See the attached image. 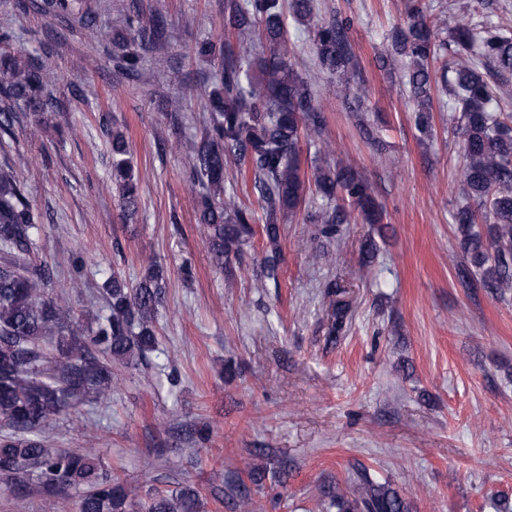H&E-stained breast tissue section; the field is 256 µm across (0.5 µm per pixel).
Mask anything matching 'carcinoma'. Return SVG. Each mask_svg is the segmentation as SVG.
Wrapping results in <instances>:
<instances>
[{
	"mask_svg": "<svg viewBox=\"0 0 512 512\" xmlns=\"http://www.w3.org/2000/svg\"><path fill=\"white\" fill-rule=\"evenodd\" d=\"M54 17L78 14L96 35L87 0H42ZM303 27L321 69L337 77L330 92L361 105L363 83L349 87L345 75L355 68L348 31L351 20L318 18L314 0H226L224 30L242 37L258 30L254 43L231 44L224 36L196 42L195 55L211 65L203 74V108L208 122L194 142L188 165L213 261L230 273L253 239L266 242L263 277L278 282L282 262L281 223L305 212L318 225L316 239L333 241L357 213L380 224L383 210L367 183L349 164L317 163L333 152L323 139L326 125L317 91L295 68V46L286 18ZM112 39L119 66L135 72L141 56L128 51L133 41L146 51L162 41L159 25L144 27L129 17L116 18ZM472 51L467 63L448 54V46ZM402 68L404 85L415 104V125L423 134L433 127L432 91L454 101L461 112L463 165L459 180L468 203L454 215L462 253V274L502 296L512 289V115L497 110L512 98V36L496 25L476 27L460 19L449 39L434 32L427 9L408 3L404 23L392 28L381 67ZM53 75L25 50L0 51V137L13 136L27 114L53 107ZM315 148L313 160L301 144ZM112 185L124 212L137 211L139 184L131 172L126 133L110 140ZM234 160L242 180L253 177L257 208L241 207L226 191V161ZM315 193H310V187ZM43 215L29 200L12 167H0V482L14 500L37 488L66 500L77 493L75 512H204L199 489L149 487L145 491L112 474L92 448H51L46 429L74 415L82 405L110 398L112 382L123 369L149 366L159 350L156 325L165 300V270L143 260L136 283L114 274L102 288L109 315L84 316L47 296L56 266L31 255L42 232ZM350 304H331L328 341L346 331ZM248 481L228 483L237 507L249 508L252 491L263 488L265 474L247 469ZM336 512H411L409 501L391 483L375 481L365 468L349 476L346 487L328 490Z\"/></svg>",
	"mask_w": 512,
	"mask_h": 512,
	"instance_id": "cac0c4a2",
	"label": "carcinoma"
}]
</instances>
